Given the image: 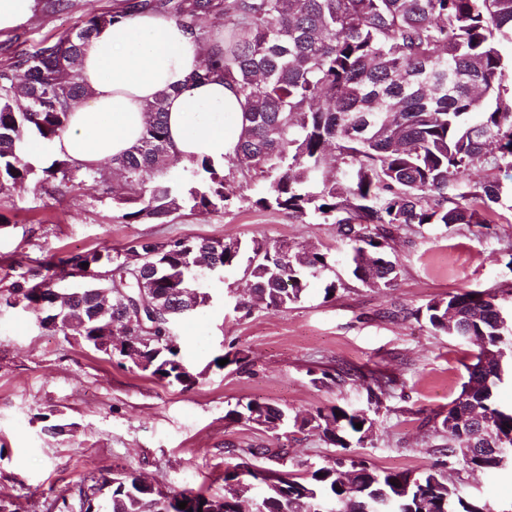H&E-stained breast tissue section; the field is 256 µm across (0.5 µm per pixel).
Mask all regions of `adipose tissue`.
<instances>
[{"instance_id": "1", "label": "adipose tissue", "mask_w": 512, "mask_h": 512, "mask_svg": "<svg viewBox=\"0 0 512 512\" xmlns=\"http://www.w3.org/2000/svg\"><path fill=\"white\" fill-rule=\"evenodd\" d=\"M223 45V31L205 43L163 13L117 16L82 49L75 72L84 93L53 154L80 168L111 162L137 143L147 104L164 92L172 154L223 168L239 141L243 100L222 76L197 77L204 56Z\"/></svg>"}]
</instances>
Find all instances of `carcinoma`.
Instances as JSON below:
<instances>
[{
	"instance_id": "1",
	"label": "carcinoma",
	"mask_w": 512,
	"mask_h": 512,
	"mask_svg": "<svg viewBox=\"0 0 512 512\" xmlns=\"http://www.w3.org/2000/svg\"><path fill=\"white\" fill-rule=\"evenodd\" d=\"M161 8L206 42L224 28V50L204 58L197 78L224 76L244 100L243 124L232 156L218 170L203 160L178 164L169 153L161 92L147 105L138 143L112 159L122 179L112 195L126 205V223L166 224L188 209L221 210L228 201L227 174L251 173L262 181L253 204L295 217L313 215L338 226L351 242L352 275L377 289L395 285L398 272L387 248L402 224L495 223L499 184L465 183L475 165L512 158V85L502 82L503 40H512V0H126L136 12ZM114 13L82 21L57 39L0 64V184L37 190L52 185L61 197L87 182L107 185L103 170H82L64 159L45 167L23 153L35 134L47 146L65 131L71 103L81 95L74 66L85 43ZM340 166L324 171L328 147ZM158 179L147 183L144 174ZM209 255L218 270L244 268L251 281L247 299L235 308L280 309L301 301L308 278L329 267L326 253L265 239L249 242L177 238L139 240L124 251L103 247L50 256L39 276L21 259L9 264L13 281L0 302L31 310L41 327L79 336L97 351L124 336L134 355L124 359L149 377L189 388L201 373L181 354L175 321L195 314L210 295L202 288L196 259ZM88 264L82 268L81 264ZM82 281L58 288L57 274ZM424 319L434 333L465 341L470 336L496 353L478 373L482 355L465 365L467 380L441 420L447 440L436 452L459 472L494 475L491 457L473 448L498 444L512 453V410L493 400L492 387L512 360V321L497 294L463 291L431 301ZM352 381L378 401L396 380L381 371H360ZM225 418L245 421L280 438L288 419L279 408L237 402ZM362 428H356V424ZM299 431L318 432L332 448L347 449L373 434L375 419L365 410L331 406L296 421ZM243 461L224 470V493L148 488L131 473H117L89 486L98 497H60L58 512H176L174 502L202 499L209 512H243L247 478L264 485L252 512H422L427 493L438 512H491L462 495L442 472L379 470L361 457L338 456L302 476L285 469L287 444L241 448ZM274 458L283 469L259 470L251 460Z\"/></svg>"
}]
</instances>
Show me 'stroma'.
<instances>
[{"mask_svg": "<svg viewBox=\"0 0 512 512\" xmlns=\"http://www.w3.org/2000/svg\"><path fill=\"white\" fill-rule=\"evenodd\" d=\"M41 2L37 17L0 33V61L123 0H67L64 10L57 0ZM466 177L500 184L494 224L402 226L390 243L398 279L384 290L351 277L350 245L336 225L254 206L257 180L229 181L231 202L220 212H187L167 224L122 223V205L90 182L64 198L48 188L33 195L0 187V291L11 283L5 261L12 255L120 249L140 239L263 238L314 246L331 259L330 270L310 279L306 297L280 310H235L247 286L242 271L205 280L209 302L175 324L185 360L203 372L188 389L42 328L23 306L0 304V498L11 512H57L55 499L66 490L121 471L165 491L221 494L225 467L238 461L234 448L277 445L257 426L226 420V410L259 400L301 419L325 406L367 407L359 384L315 382V372L341 367L381 369L400 387L383 399L372 437L352 446V455L384 470L434 465L446 435L432 420L459 393L478 348L434 334L415 311L451 292L487 289L512 311V165L480 163ZM329 280L336 283L330 299ZM237 351L245 363L213 366L216 356ZM336 454L311 431L288 443L300 474ZM447 478L493 512L512 507L511 470L494 479L452 471Z\"/></svg>", "mask_w": 512, "mask_h": 512, "instance_id": "35a3bbf8", "label": "stroma"}]
</instances>
